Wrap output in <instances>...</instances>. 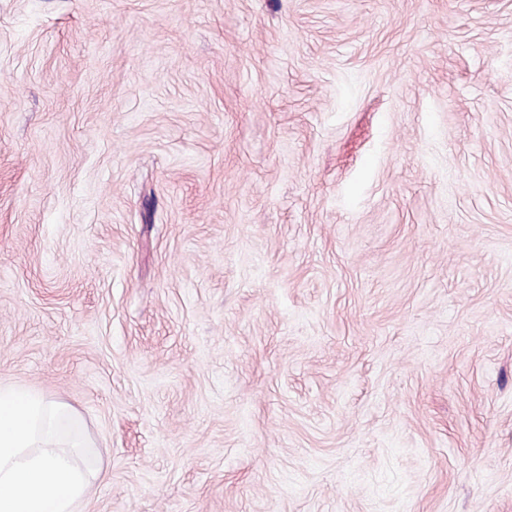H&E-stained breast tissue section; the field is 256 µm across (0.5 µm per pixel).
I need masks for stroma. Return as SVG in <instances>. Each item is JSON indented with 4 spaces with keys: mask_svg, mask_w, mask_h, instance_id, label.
I'll list each match as a JSON object with an SVG mask.
<instances>
[{
    "mask_svg": "<svg viewBox=\"0 0 512 512\" xmlns=\"http://www.w3.org/2000/svg\"><path fill=\"white\" fill-rule=\"evenodd\" d=\"M0 383L85 512H512V0H0Z\"/></svg>",
    "mask_w": 512,
    "mask_h": 512,
    "instance_id": "obj_1",
    "label": "stroma"
}]
</instances>
